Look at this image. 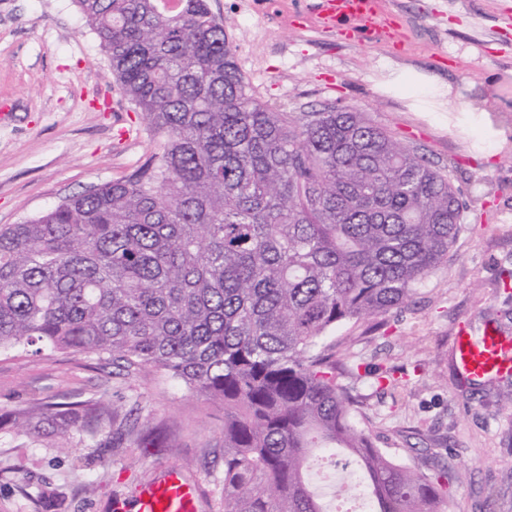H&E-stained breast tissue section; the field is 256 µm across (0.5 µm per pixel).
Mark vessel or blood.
I'll list each match as a JSON object with an SVG mask.
<instances>
[{
  "mask_svg": "<svg viewBox=\"0 0 512 512\" xmlns=\"http://www.w3.org/2000/svg\"><path fill=\"white\" fill-rule=\"evenodd\" d=\"M318 11L323 25L337 29L349 42L392 37L398 29L394 18L379 14L377 0H319ZM454 347L457 368L467 379L512 374V339L498 331L474 334L460 330ZM195 502L193 487L178 471L171 470L142 490L137 512H196Z\"/></svg>",
  "mask_w": 512,
  "mask_h": 512,
  "instance_id": "b4317fda",
  "label": "vessel or blood"
}]
</instances>
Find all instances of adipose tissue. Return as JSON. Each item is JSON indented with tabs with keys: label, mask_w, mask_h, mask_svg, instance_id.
Here are the masks:
<instances>
[{
	"label": "adipose tissue",
	"mask_w": 512,
	"mask_h": 512,
	"mask_svg": "<svg viewBox=\"0 0 512 512\" xmlns=\"http://www.w3.org/2000/svg\"><path fill=\"white\" fill-rule=\"evenodd\" d=\"M382 91L421 105L427 112H446L450 109L451 85L431 82L421 72L389 67L376 80Z\"/></svg>",
	"instance_id": "obj_1"
}]
</instances>
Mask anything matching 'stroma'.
Listing matches in <instances>:
<instances>
[{"label":"stroma","mask_w":512,"mask_h":512,"mask_svg":"<svg viewBox=\"0 0 512 512\" xmlns=\"http://www.w3.org/2000/svg\"><path fill=\"white\" fill-rule=\"evenodd\" d=\"M258 97L284 112L330 104L367 112L445 168L463 229L447 257L381 328L340 326L343 382L376 447L422 473L451 466L442 512H512V412L492 383L466 387L461 327L512 338V0H378L397 39L350 46L324 28L318 0H208ZM453 88L454 111L415 112L378 93L384 67ZM155 144L120 95L72 0H0V225L124 176ZM394 371L396 386L375 377ZM97 396L136 410L95 436H33L0 426V512H135L144 484L188 469L197 512H221L224 406L164 374L129 378L94 354L0 355V417L32 404Z\"/></svg>","instance_id":"stroma-1"}]
</instances>
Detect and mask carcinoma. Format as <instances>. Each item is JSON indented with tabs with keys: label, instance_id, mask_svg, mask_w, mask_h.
Returning a JSON list of instances; mask_svg holds the SVG:
<instances>
[{
	"label": "carcinoma",
	"instance_id": "carcinoma-1",
	"mask_svg": "<svg viewBox=\"0 0 512 512\" xmlns=\"http://www.w3.org/2000/svg\"><path fill=\"white\" fill-rule=\"evenodd\" d=\"M74 2L158 151L0 225V352L107 355L223 402L224 512H329L316 448L357 463L372 512H439L448 466L375 447L324 340L404 304L448 255V174L354 108L263 103L207 0ZM113 416L93 397L16 425L93 435Z\"/></svg>",
	"mask_w": 512,
	"mask_h": 512
}]
</instances>
